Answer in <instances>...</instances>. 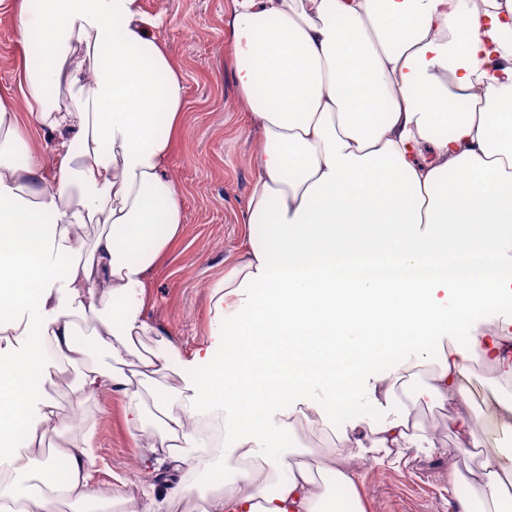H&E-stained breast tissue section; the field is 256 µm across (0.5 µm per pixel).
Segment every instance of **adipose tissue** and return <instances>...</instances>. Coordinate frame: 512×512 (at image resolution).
<instances>
[{
	"label": "adipose tissue",
	"mask_w": 512,
	"mask_h": 512,
	"mask_svg": "<svg viewBox=\"0 0 512 512\" xmlns=\"http://www.w3.org/2000/svg\"><path fill=\"white\" fill-rule=\"evenodd\" d=\"M0 16L17 33L24 102L0 99V332L19 341L0 353V512H59L64 498L166 512L194 492L179 477L201 445L187 421L218 414L224 470L211 482L236 488L212 512H345L347 460L422 445L396 390L411 349L435 355L424 395L443 404L468 402L473 361L492 365L498 428L512 435V317L493 333L475 320L512 305V0H231L234 77L259 134L249 244L215 291L216 343L149 397L140 387L169 356L135 341L153 332L146 290L183 230L166 170L185 86L152 34L162 20L139 0H0ZM495 55L509 64L492 72ZM25 126L53 133L49 157ZM89 224L102 230L87 249ZM78 314L111 368L78 342ZM386 354L395 375L373 374ZM66 363L83 366L72 405L107 381L131 424L158 428L142 460L155 484L91 490L93 433L62 434L45 388ZM296 400L310 422L360 402L383 416L337 424L320 483L279 460ZM50 433L54 453L32 469ZM256 457L266 470L247 467ZM448 478L472 489L458 512H512L511 448Z\"/></svg>",
	"instance_id": "obj_1"
}]
</instances>
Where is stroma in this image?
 <instances>
[{
    "label": "stroma",
    "instance_id": "35a3bbf8",
    "mask_svg": "<svg viewBox=\"0 0 512 512\" xmlns=\"http://www.w3.org/2000/svg\"><path fill=\"white\" fill-rule=\"evenodd\" d=\"M142 11L161 17L154 36L166 48L186 85L183 121L175 135L167 170L183 210V233L155 269L147 292L146 317L155 332L145 337L152 349L168 352L173 370L210 340L211 297L225 273L241 258L248 229L246 210L253 171L249 159L257 146L233 78L230 44L225 36L229 0H140ZM16 33L0 20V96H18ZM435 366L421 361L403 375V392L415 395L410 416L431 446L404 450L400 460H377L372 454L348 461L365 512H456L458 498L470 495L468 484H449L452 465L475 464L497 455L503 437L487 428L484 447L470 456L458 454L459 441L449 427V409L423 398ZM95 426L93 487L106 488L125 479L138 486L152 477L140 468L152 436L129 427L124 399L102 388L83 410ZM347 412L329 415L326 423L301 427L296 440L284 443L286 462L315 464L331 447L334 428ZM182 473L195 484L192 497L173 500L168 512H209L217 494L207 474L222 471L220 459L196 448Z\"/></svg>",
    "mask_w": 512,
    "mask_h": 512
}]
</instances>
